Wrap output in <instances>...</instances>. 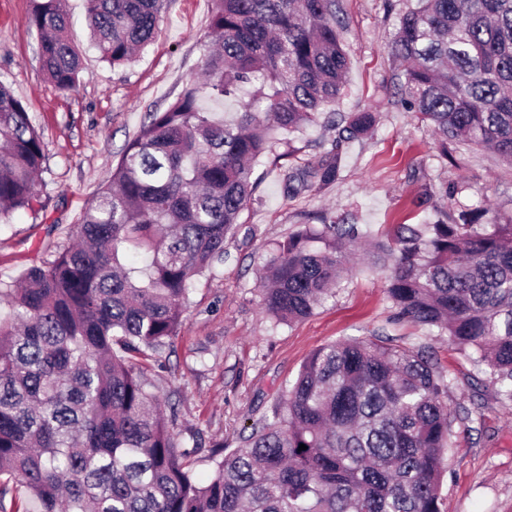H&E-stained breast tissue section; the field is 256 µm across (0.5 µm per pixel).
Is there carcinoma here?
I'll return each instance as SVG.
<instances>
[{
  "instance_id": "carcinoma-1",
  "label": "carcinoma",
  "mask_w": 512,
  "mask_h": 512,
  "mask_svg": "<svg viewBox=\"0 0 512 512\" xmlns=\"http://www.w3.org/2000/svg\"><path fill=\"white\" fill-rule=\"evenodd\" d=\"M114 67L157 37L164 0H83ZM202 76L149 115L83 212L78 242L0 282V512H441L451 447L449 382L432 358L382 341L327 344L304 363L244 447L179 445L144 376L184 321L191 279L224 261L271 132L319 122L349 59L338 0H212ZM26 24L56 91L80 57L65 0H30ZM402 106L441 156L488 147L512 165V0H414L389 41ZM239 102L230 120L202 102ZM375 113L351 112L318 161L283 175L296 195L336 183L344 143ZM45 159L26 103L0 83V223L37 202ZM359 242L387 265L396 316L447 335L512 404V214L462 208L372 238L323 217L277 244L263 304L305 318L340 285ZM307 446L299 450V445Z\"/></svg>"
}]
</instances>
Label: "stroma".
I'll use <instances>...</instances> for the list:
<instances>
[{
  "label": "stroma",
  "instance_id": "1",
  "mask_svg": "<svg viewBox=\"0 0 512 512\" xmlns=\"http://www.w3.org/2000/svg\"><path fill=\"white\" fill-rule=\"evenodd\" d=\"M66 5L83 69L76 89L61 95L40 67L37 35L26 24L30 0H0V83L25 101L45 146L37 183L41 207L0 223L4 281L23 280L31 265L73 243L75 225L124 146L149 112L165 108L200 75L206 54L212 0H167L155 41L121 67L102 61L91 45L83 0ZM405 5L340 0L350 68L334 109L375 112L374 130L343 146L340 180L320 191L286 195L282 168L268 157L254 164V201L227 240L223 263L194 277L183 326L147 377L177 408L178 441L200 443L195 475L203 481L212 470V445L241 446L320 347L380 337L425 350L450 383L453 446L445 454L442 512H512V406L447 337L395 321L387 269L355 256L335 295L290 324H276L262 305L259 273L272 249L320 214H353L380 237L392 225L420 224L440 210L481 204L512 213V167L475 146L462 151L457 164L448 163L433 132L401 106L387 44ZM456 184L463 192L445 198V189Z\"/></svg>",
  "mask_w": 512,
  "mask_h": 512
}]
</instances>
